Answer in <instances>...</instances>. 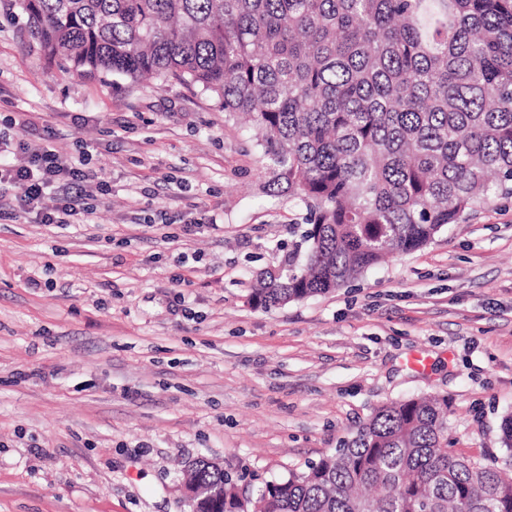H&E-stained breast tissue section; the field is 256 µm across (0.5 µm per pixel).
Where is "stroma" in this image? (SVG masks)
<instances>
[{"label": "stroma", "instance_id": "1", "mask_svg": "<svg viewBox=\"0 0 512 512\" xmlns=\"http://www.w3.org/2000/svg\"><path fill=\"white\" fill-rule=\"evenodd\" d=\"M90 153L93 221H0V512H192L184 466L303 471L385 403L448 399L465 455L512 413V197L325 295L249 300L303 212L253 132L178 81L47 65L0 5V119Z\"/></svg>", "mask_w": 512, "mask_h": 512}]
</instances>
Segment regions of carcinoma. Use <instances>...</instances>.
<instances>
[{
    "label": "carcinoma",
    "mask_w": 512,
    "mask_h": 512,
    "mask_svg": "<svg viewBox=\"0 0 512 512\" xmlns=\"http://www.w3.org/2000/svg\"><path fill=\"white\" fill-rule=\"evenodd\" d=\"M49 65L175 79L257 131L265 188L307 229L265 308L326 294L512 195V0H12ZM503 466L451 448L448 399L375 409L335 453L263 482L207 461L197 512H512Z\"/></svg>",
    "instance_id": "carcinoma-1"
}]
</instances>
